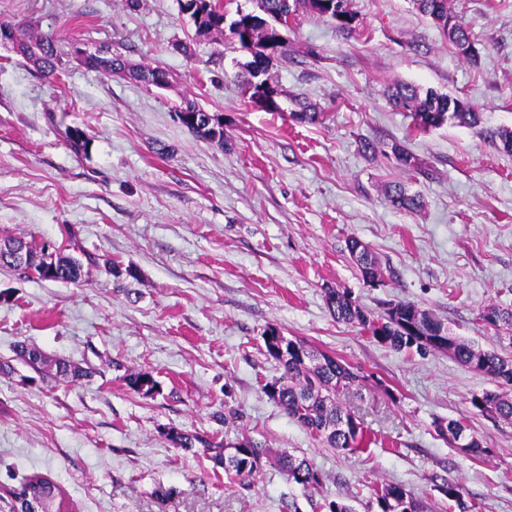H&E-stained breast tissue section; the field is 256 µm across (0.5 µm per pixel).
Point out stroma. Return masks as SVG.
<instances>
[{
  "label": "stroma",
  "mask_w": 512,
  "mask_h": 512,
  "mask_svg": "<svg viewBox=\"0 0 512 512\" xmlns=\"http://www.w3.org/2000/svg\"><path fill=\"white\" fill-rule=\"evenodd\" d=\"M449 5L478 63L410 0H352L360 26L349 34L299 17L269 71L282 109L266 112L244 78L247 53L196 35L178 0H0V21L53 36L61 52L47 78L0 46V239L55 244L83 265L75 284L0 266V512L11 508L4 489L34 472L76 512H283L289 500L299 512L328 500L374 512L385 483L430 512H458L438 491L448 480L473 512H512V422L470 403L489 378L444 352L382 345L325 302L326 289H345L381 316L409 301L476 346L511 342L481 314L512 307V155L488 137L512 129V0ZM77 47L161 69L170 84L102 74ZM395 82L467 98L482 121L413 133L411 114L388 101ZM189 101L221 115L223 146L181 124ZM301 102L323 120L293 119ZM69 127L87 153L70 148ZM397 183L420 210L391 204ZM354 238L378 258L381 284L364 282ZM272 325L364 375L346 401L370 435L365 450L326 447L264 393L282 373L263 344ZM20 343L48 366L19 360ZM60 362L84 377L60 375ZM134 372L157 391H132ZM440 419L464 421L487 455L439 436ZM172 428L218 443L245 430L311 461L323 484L303 491L266 463L240 485L203 449L174 447Z\"/></svg>",
  "instance_id": "obj_1"
}]
</instances>
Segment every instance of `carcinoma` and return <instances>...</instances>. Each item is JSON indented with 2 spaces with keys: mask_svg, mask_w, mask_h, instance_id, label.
<instances>
[{
  "mask_svg": "<svg viewBox=\"0 0 512 512\" xmlns=\"http://www.w3.org/2000/svg\"><path fill=\"white\" fill-rule=\"evenodd\" d=\"M258 13L238 9L237 18L229 25L231 33L242 47L255 45L270 49V56L261 52L251 54V60L245 63L246 71L254 79L250 83L253 95L267 96L273 92L265 75L272 60L282 57L287 49L278 43L276 25L279 17L284 15H310L336 23L342 32L355 29L353 22L356 13L349 6V0H329L334 10L327 5L321 6L314 0H253ZM416 11L429 18L448 42L456 40L448 35V19L453 17L448 0H411ZM180 9L189 10L195 31L199 34L224 35L225 12L223 0H183ZM6 34L14 52L33 63L40 72L51 77L55 75L60 54L57 41L48 35L30 33L19 35L13 29L0 27V34ZM87 65L106 74L127 73L133 79L146 85L163 87L168 84L167 73L149 66L131 64L120 55L99 52L87 56ZM455 100L467 105V111L454 114V121L459 124L476 125L481 113L465 98L452 97L434 90H422L417 86L400 84L395 86L389 100L392 105L412 114L414 129L426 132L448 123V101ZM185 114V126L192 133L205 138L217 146H224V121L219 115L207 112L192 102L180 108ZM391 200L401 208L416 210L421 206L420 199L405 193L401 185L396 184L391 190ZM46 263L54 268V274L43 273L40 266L33 267L35 275L50 281L74 283L81 278L82 264L72 256L61 253L41 254ZM327 307L338 321L355 324L372 338L394 350L416 349L428 350L431 339L440 332H448V326L429 312L420 309L412 302L400 301L392 304L385 311V316L375 319L346 291L327 289L325 291ZM495 315L494 320L483 317L488 324L512 329V310H504L494 304L487 306ZM279 330L273 326L263 333V341L268 356L280 364L283 373L264 385L266 395L277 403L286 415L308 431L322 443L338 451L353 453L365 444L364 427L346 407L342 396L360 375L346 361L323 352H319L296 338L288 339L303 355L288 353L282 356L276 351ZM448 355L459 365L491 378L496 389L488 390L482 395H475L471 404L479 411L493 414L499 419L512 422V355L504 356L495 350L476 347L458 336L451 338ZM128 387L137 392L150 394L156 391L157 382L145 372L130 373L126 376ZM341 420H349L352 427H338ZM440 435L448 436L463 444L461 451L478 459L485 455L487 448L482 441L469 432L467 425L460 420L450 419L437 423ZM167 439L176 448L190 450L201 446L211 452L214 463L224 468L229 477L250 480L259 470L264 455L263 445L243 434L230 446L232 452H226L221 444H213L207 439L192 433L170 429ZM276 465L286 476L288 483L312 490L322 483V473L312 462L291 454L282 453L276 459ZM440 493L455 502L459 512H468L469 506L463 499L461 487L448 481L439 487ZM11 500H26L29 495L39 502L40 512H73L69 508L68 497L61 485L46 475L33 473L27 476L20 488L8 491ZM375 504L378 512H425L426 506L413 497L403 486L383 484L376 490Z\"/></svg>",
  "mask_w": 512,
  "mask_h": 512,
  "instance_id": "obj_1",
  "label": "carcinoma"
}]
</instances>
